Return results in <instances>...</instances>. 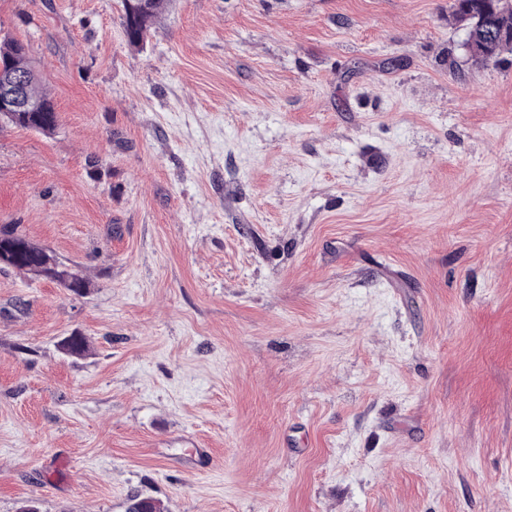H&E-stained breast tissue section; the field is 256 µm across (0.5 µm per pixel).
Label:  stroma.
<instances>
[{"instance_id":"obj_1","label":"stroma","mask_w":512,"mask_h":512,"mask_svg":"<svg viewBox=\"0 0 512 512\" xmlns=\"http://www.w3.org/2000/svg\"><path fill=\"white\" fill-rule=\"evenodd\" d=\"M452 0H0V512H512V52ZM89 343L67 357L72 332ZM167 4L168 0H123V29L130 45L139 46L144 42ZM0 61H3L11 71L22 75L18 76L0 64V112H5L2 120L37 132H54L59 125L58 113L39 76L29 82V96L27 95L25 85L33 75L23 76L35 72L28 57L27 46L20 40L4 38L0 42ZM29 97L38 103V110L20 112L35 109L36 105ZM17 224L0 227V260L36 279L57 282L75 295L87 293L89 281L80 266L59 258L53 251L33 244ZM58 257V258H57ZM52 264L49 265V262Z\"/></svg>"}]
</instances>
